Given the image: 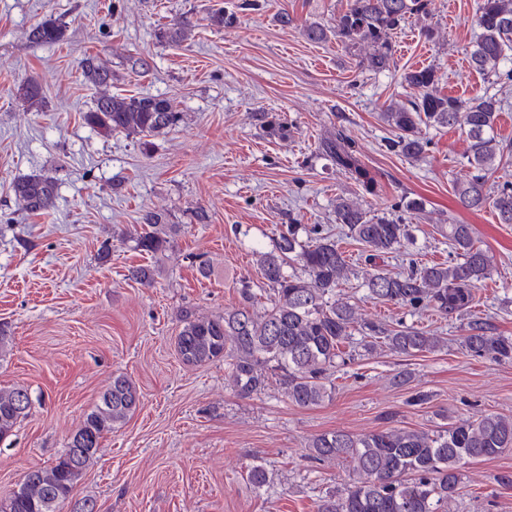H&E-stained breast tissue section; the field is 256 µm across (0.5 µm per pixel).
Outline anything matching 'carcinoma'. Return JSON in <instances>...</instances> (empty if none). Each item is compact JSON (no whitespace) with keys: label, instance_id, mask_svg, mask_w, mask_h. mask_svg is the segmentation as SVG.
<instances>
[{"label":"carcinoma","instance_id":"1","mask_svg":"<svg viewBox=\"0 0 512 512\" xmlns=\"http://www.w3.org/2000/svg\"><path fill=\"white\" fill-rule=\"evenodd\" d=\"M429 5L430 0H348L346 9L336 16L335 27L313 23L305 35L312 42H322L331 33L350 52L367 47L370 53L361 63L380 72L393 63L391 35L410 17L428 15ZM475 22L480 34L467 51L469 66L487 77L512 79V69L501 72L502 65L512 62V0H480ZM184 25L185 21L176 19L161 27L158 40L179 43ZM65 31L64 24L50 17L33 25L28 39L33 44L51 45L62 41ZM81 71L85 81L95 87L112 83V71L93 56L82 60ZM403 81L417 90V95L379 113L381 122L395 132L392 151L417 162L428 144L421 126L464 125L469 140L467 160L474 174L454 183V195L464 208L489 206L499 223L512 224V181L498 184L493 192L486 190L492 174L512 157V145L494 135L501 101L488 92L466 100L440 95L436 92L437 72L430 67L404 73ZM18 94L31 105L44 99L43 87L35 78L23 83ZM254 119L267 135L287 137V126L272 114L256 112ZM84 120L106 135L148 137L173 128L179 112L170 98L103 93ZM322 150L365 193H377V181L358 157L355 141L343 130L331 133ZM11 191L31 215L48 216L56 207L58 185L51 176L27 175L12 182ZM140 222L145 232L133 241L135 248L143 251L166 250L180 230V225L166 223V217L158 213L146 212ZM336 223L365 248L366 260L372 263L396 252L407 236L401 218L372 215L350 198L336 199ZM302 230L301 225L290 224L272 248L254 251L258 270L273 293L264 312L254 310L256 293L250 282L243 280L240 306L217 317H199L188 311L181 316L176 347L182 362L198 366L224 361L242 399L262 393L272 381L299 407L318 406L332 396L325 376L336 367L342 346L351 339L357 323L354 305L336 295L352 268L334 237L317 236L304 244L299 240ZM448 242L453 258L446 262L402 275L384 271L370 275L365 281L368 296L414 310L430 307L444 316L469 311L475 288L491 274L493 258L475 246L469 224H448ZM294 264L300 266V272H287ZM361 331L384 340L390 350L400 354L432 352L441 345L439 337L402 323L388 329L365 322ZM463 346L474 357L512 360V337L496 334L479 317L467 323ZM139 403L135 383L123 375L113 377L98 403L83 415L65 451L52 463L29 469L18 489L0 500V512H55L57 505L71 498L101 439L124 425ZM31 405L27 388H0V440L12 435ZM308 448L315 460H340L351 469L350 483L322 500L318 512H448V504L460 495V463L494 458L511 450L512 418L487 413L432 433L398 426L360 436L329 432L311 439Z\"/></svg>","mask_w":512,"mask_h":512}]
</instances>
